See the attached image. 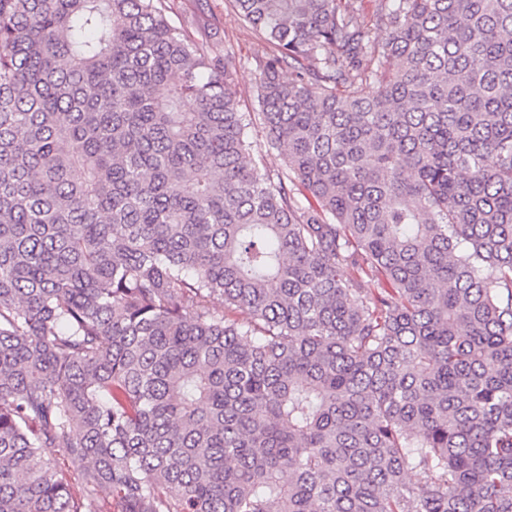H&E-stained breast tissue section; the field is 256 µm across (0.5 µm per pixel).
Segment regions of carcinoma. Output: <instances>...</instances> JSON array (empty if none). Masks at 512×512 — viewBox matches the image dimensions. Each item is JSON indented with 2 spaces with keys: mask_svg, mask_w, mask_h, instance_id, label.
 Here are the masks:
<instances>
[{
  "mask_svg": "<svg viewBox=\"0 0 512 512\" xmlns=\"http://www.w3.org/2000/svg\"><path fill=\"white\" fill-rule=\"evenodd\" d=\"M162 2L0 0V512H512V0ZM172 24L189 40L222 51L232 61L231 78L242 112L255 108L256 58L262 44L228 0H165Z\"/></svg>",
  "mask_w": 512,
  "mask_h": 512,
  "instance_id": "cac0c4a2",
  "label": "carcinoma"
}]
</instances>
